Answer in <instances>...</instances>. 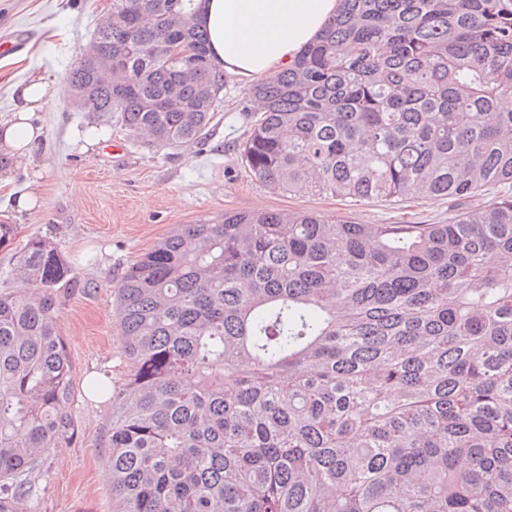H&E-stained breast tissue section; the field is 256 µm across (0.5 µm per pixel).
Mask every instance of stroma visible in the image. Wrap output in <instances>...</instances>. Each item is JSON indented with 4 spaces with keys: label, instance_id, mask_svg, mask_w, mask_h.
<instances>
[{
    "label": "stroma",
    "instance_id": "1",
    "mask_svg": "<svg viewBox=\"0 0 512 512\" xmlns=\"http://www.w3.org/2000/svg\"><path fill=\"white\" fill-rule=\"evenodd\" d=\"M112 0H0V39L24 44L0 57V120L12 90L30 75L53 80L55 95L38 112L44 138L32 156L13 163L0 184V224L14 225L0 246V273L16 245L36 236L68 262L81 285L58 291L57 325L72 363L77 434L50 449L33 512H115L106 447L111 400L86 393L98 374L120 391L129 374L115 314V287L128 266L180 225L227 211H314L353 224H444L476 213L492 190L450 201L350 202L329 195L273 190L242 163L251 123L248 83L228 75L224 99L205 135L174 147H148L103 118L81 112L67 83ZM37 197L17 209L18 195Z\"/></svg>",
    "mask_w": 512,
    "mask_h": 512
}]
</instances>
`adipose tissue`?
<instances>
[{
	"instance_id": "adipose-tissue-1",
	"label": "adipose tissue",
	"mask_w": 512,
	"mask_h": 512,
	"mask_svg": "<svg viewBox=\"0 0 512 512\" xmlns=\"http://www.w3.org/2000/svg\"><path fill=\"white\" fill-rule=\"evenodd\" d=\"M339 6L340 0H197L195 23L209 35L212 67L253 81L290 67ZM53 92L41 76L18 86L13 118L0 124V159L33 153L42 135L34 117Z\"/></svg>"
}]
</instances>
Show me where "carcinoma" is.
Here are the masks:
<instances>
[{
	"instance_id": "cac0c4a2",
	"label": "carcinoma",
	"mask_w": 512,
	"mask_h": 512,
	"mask_svg": "<svg viewBox=\"0 0 512 512\" xmlns=\"http://www.w3.org/2000/svg\"><path fill=\"white\" fill-rule=\"evenodd\" d=\"M249 91L242 162L291 194L461 199L446 224L226 211L185 224L116 286L130 374L113 397L116 512H512V0H341ZM195 0H112L68 82L149 146L221 104ZM181 45L183 57L167 48ZM494 261H487V255ZM0 291V512H27L76 431L44 240Z\"/></svg>"
}]
</instances>
